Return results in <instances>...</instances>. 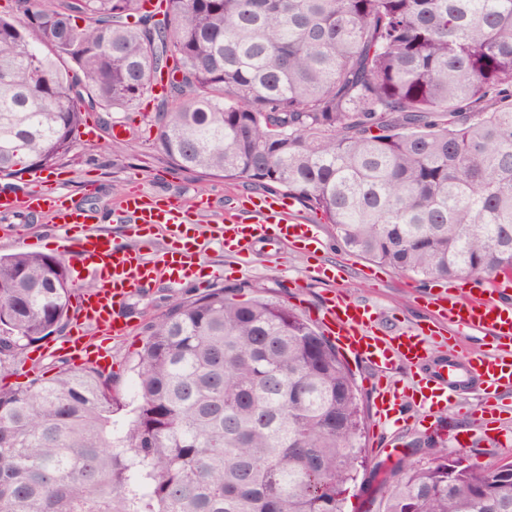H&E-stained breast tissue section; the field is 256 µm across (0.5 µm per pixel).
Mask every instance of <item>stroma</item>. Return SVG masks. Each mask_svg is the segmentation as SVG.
Here are the masks:
<instances>
[{
  "instance_id": "obj_1",
  "label": "stroma",
  "mask_w": 512,
  "mask_h": 512,
  "mask_svg": "<svg viewBox=\"0 0 512 512\" xmlns=\"http://www.w3.org/2000/svg\"><path fill=\"white\" fill-rule=\"evenodd\" d=\"M157 107L156 101L145 96L138 105L111 116L127 127L117 139L106 124L110 116L103 112L86 113L84 120L95 124L96 135H78L73 151L47 169L45 178H36L32 173L0 177V193L21 197L36 190L59 188L65 199L96 208L107 217L106 230L110 233L116 230L110 221L112 210L129 193L167 198L186 207L198 196L210 197L215 206L200 216L199 226L203 229L221 218L232 202L249 195L265 194L262 186L183 170L172 164L154 145L156 129L152 117ZM315 221L322 241L317 252L295 248L282 255L269 245L257 242L246 261L236 262L226 259L223 251L214 246L202 258L195 278L176 284H159L128 296L117 314L128 321L132 332L110 342L114 372L112 394L118 406L114 418L118 424L126 423L133 403L131 366L142 346L144 329L177 299L193 298L224 285L246 283L268 297L287 303L316 324L320 321L324 299L339 294L356 303L373 306L388 327L404 328L436 319L437 310L429 301L430 292L463 285L459 278L424 280L355 255L337 240L332 225ZM47 225V218L24 212L0 215V253L21 250L56 254ZM319 266L341 269L342 274L337 279L318 276L315 269ZM73 331V325H66L62 333L52 335L39 347L31 349L25 362L0 373V385L26 383L28 371L34 365L52 370L62 356L59 345L63 335ZM477 411L476 403H461L432 415L422 425L406 422L387 430L377 429L373 421H366L362 438L364 462L358 469V481L363 490L349 497L346 512H374L375 502L381 497V483L398 460L429 462L428 450L412 449L414 443L429 436L448 454H467L488 468L512 463V453L500 451L483 436L463 447L454 444L453 435L469 429Z\"/></svg>"
}]
</instances>
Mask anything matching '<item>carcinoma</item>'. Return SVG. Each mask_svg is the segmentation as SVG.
Wrapping results in <instances>:
<instances>
[{
	"instance_id": "1",
	"label": "carcinoma",
	"mask_w": 512,
	"mask_h": 512,
	"mask_svg": "<svg viewBox=\"0 0 512 512\" xmlns=\"http://www.w3.org/2000/svg\"><path fill=\"white\" fill-rule=\"evenodd\" d=\"M0 177L167 80L179 168L283 189L350 251L423 279L512 274V0H12ZM53 255L0 254V370L71 320ZM224 286L145 329L135 399L65 360L0 385V512H345L365 415L336 344ZM377 512H512V463L403 461Z\"/></svg>"
}]
</instances>
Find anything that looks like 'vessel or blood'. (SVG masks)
I'll return each mask as SVG.
<instances>
[{"label": "vessel or blood", "mask_w": 512, "mask_h": 512, "mask_svg": "<svg viewBox=\"0 0 512 512\" xmlns=\"http://www.w3.org/2000/svg\"><path fill=\"white\" fill-rule=\"evenodd\" d=\"M211 207L207 198L188 210L169 200L127 195L112 212L113 223L122 225L136 241L135 247L126 248L99 229L95 211L78 203L44 193L21 199L0 195L1 214L22 209L49 216L59 245L74 261L88 265L94 275L96 289L83 295L78 304V331L62 348L69 356L91 357L98 363L106 361L107 350L93 343L91 336L116 338L127 333L128 324L115 313L125 298L138 288L182 281L208 245H218L225 256L234 257L262 238L293 247L320 243L313 223L298 222L285 200L271 195L252 199L250 207L226 211L223 221L210 225L207 233L188 234L190 224ZM435 303L449 326L462 333L484 334L489 351L466 358L460 368L438 364L429 376L415 380L419 393L415 400L389 377L403 366H417L430 357L434 340L424 329L382 330L371 308L339 296L325 301L321 321L342 349L382 375L375 395L376 426L396 423L401 407L410 401L421 422L431 413L444 411L467 377L474 381L481 399L475 425L495 420V445L512 446V428L497 417L499 394L512 391V304L487 296L479 283L448 289Z\"/></svg>", "instance_id": "1"}]
</instances>
